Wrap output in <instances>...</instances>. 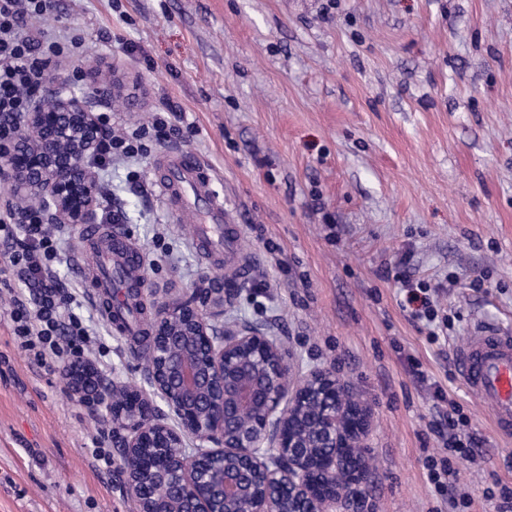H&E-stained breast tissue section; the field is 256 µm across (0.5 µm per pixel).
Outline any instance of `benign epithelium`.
Wrapping results in <instances>:
<instances>
[{
    "instance_id": "7a95c632",
    "label": "benign epithelium",
    "mask_w": 512,
    "mask_h": 512,
    "mask_svg": "<svg viewBox=\"0 0 512 512\" xmlns=\"http://www.w3.org/2000/svg\"><path fill=\"white\" fill-rule=\"evenodd\" d=\"M83 95L50 76L25 115L24 145L0 165V188L22 201H45L49 224H97L98 180L92 162L103 130L88 98L108 95L87 76ZM236 289H195L159 306L149 364L152 392L124 383L101 386L81 358L65 367L68 392L94 414L122 425L123 472L138 512H363V457L371 413L347 400V385L324 368L295 373L280 340L258 326L214 322ZM173 414L171 426L154 398ZM208 448L184 451V438ZM143 448H166L148 457ZM171 488L153 493L149 479Z\"/></svg>"
}]
</instances>
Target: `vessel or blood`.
Returning a JSON list of instances; mask_svg holds the SVG:
<instances>
[{"mask_svg":"<svg viewBox=\"0 0 512 512\" xmlns=\"http://www.w3.org/2000/svg\"><path fill=\"white\" fill-rule=\"evenodd\" d=\"M154 172V183L168 210L189 224L192 249L208 263L224 264L233 277L244 275L238 240L224 227V204L201 159L169 148L157 158ZM111 241L112 262L122 265L129 287H140L141 251L121 228L112 229ZM454 366L462 383L491 408L496 432L512 436V331L496 323H477L457 350Z\"/></svg>","mask_w":512,"mask_h":512,"instance_id":"obj_1","label":"vessel or blood"}]
</instances>
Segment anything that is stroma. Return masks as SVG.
Returning a JSON list of instances; mask_svg holds the SVG:
<instances>
[{
  "label": "stroma",
  "instance_id": "35a3bbf8",
  "mask_svg": "<svg viewBox=\"0 0 512 512\" xmlns=\"http://www.w3.org/2000/svg\"><path fill=\"white\" fill-rule=\"evenodd\" d=\"M56 0L44 28L80 37L52 68L74 93L114 81L113 129L177 103L250 262L225 320L278 336L301 370L336 372L371 412L367 512H438L426 455L440 416L409 372L419 360L478 441L459 460L469 512L512 488V439L458 380L471 324L512 328V0ZM160 147L99 172L144 253L145 301L186 296L202 262L154 190ZM63 287L77 289L104 384L147 387L146 363L84 293L79 227L63 225ZM450 321L412 320L403 279ZM13 283L0 278V512H135L122 451L99 470L93 414L15 346Z\"/></svg>",
  "mask_w": 512,
  "mask_h": 512
}]
</instances>
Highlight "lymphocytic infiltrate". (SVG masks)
<instances>
[{"label":"lymphocytic infiltrate","mask_w":512,"mask_h":512,"mask_svg":"<svg viewBox=\"0 0 512 512\" xmlns=\"http://www.w3.org/2000/svg\"><path fill=\"white\" fill-rule=\"evenodd\" d=\"M55 0H0V158H5L21 141V122L41 90L48 68L62 54L64 36L36 27L35 22L51 13ZM183 115L173 102L155 113L151 129L115 135L108 131L107 115H100L105 131L95 157L98 169L111 167L113 159L138 160L149 149L143 142L153 132L157 143L181 135ZM0 275L32 290V302L15 300L11 313L12 335L18 349L45 372H56L71 357L84 354L89 329L74 310L75 295L64 293L57 268L65 263L55 235L42 220L40 209L27 208L24 221H17L13 208L0 210ZM446 433L440 434L438 453L427 456V479L437 495L445 497L453 512L468 507L466 497L451 496L458 481L457 460L469 457L474 437L456 434V420L446 415Z\"/></svg>","instance_id":"1"}]
</instances>
